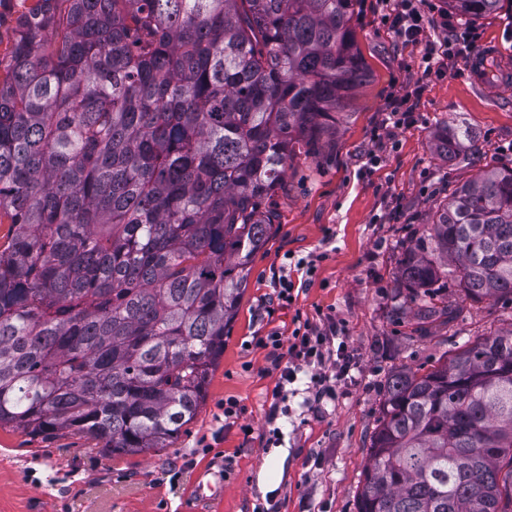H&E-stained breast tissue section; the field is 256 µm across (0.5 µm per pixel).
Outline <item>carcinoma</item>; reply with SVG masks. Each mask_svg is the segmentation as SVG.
Returning a JSON list of instances; mask_svg holds the SVG:
<instances>
[{
    "label": "carcinoma",
    "instance_id": "obj_1",
    "mask_svg": "<svg viewBox=\"0 0 512 512\" xmlns=\"http://www.w3.org/2000/svg\"><path fill=\"white\" fill-rule=\"evenodd\" d=\"M357 0H35L0 58V428L112 455L166 448L204 402L263 200L336 135L368 71ZM501 0H448L476 21ZM475 147L443 126L444 161ZM512 300V168L402 246L397 295ZM357 512H512V327L384 384Z\"/></svg>",
    "mask_w": 512,
    "mask_h": 512
}]
</instances>
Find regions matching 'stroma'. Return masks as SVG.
<instances>
[{"instance_id":"35a3bbf8","label":"stroma","mask_w":512,"mask_h":512,"mask_svg":"<svg viewBox=\"0 0 512 512\" xmlns=\"http://www.w3.org/2000/svg\"><path fill=\"white\" fill-rule=\"evenodd\" d=\"M389 0H360L353 18L369 81L347 103L335 139L297 155L264 206L275 231L253 264L224 355L195 417L166 448L111 455L94 440L47 438L0 429V512H355L370 435L388 373L429 369L477 337L512 326V303H475L448 291L447 319L423 321L394 295L401 245L455 184L484 167H512V0L473 22L474 55L497 46L509 79L477 86L471 57L423 78V44L400 41L385 24ZM410 95L412 124H387L394 100ZM448 125L477 137L476 148L446 163L432 152ZM315 260L312 277L288 307L269 309L281 265ZM333 315L355 363L335 399L308 401L301 389L268 423L277 375L259 337L290 335L297 314ZM242 412L225 419L224 401ZM279 427L270 442L271 427ZM281 474L260 482L273 455Z\"/></svg>"}]
</instances>
